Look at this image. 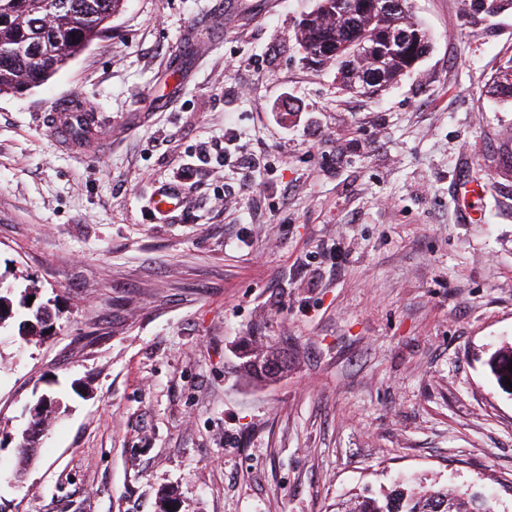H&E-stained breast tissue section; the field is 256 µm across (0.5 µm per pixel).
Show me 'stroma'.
I'll use <instances>...</instances> for the list:
<instances>
[{"instance_id":"1","label":"stroma","mask_w":512,"mask_h":512,"mask_svg":"<svg viewBox=\"0 0 512 512\" xmlns=\"http://www.w3.org/2000/svg\"><path fill=\"white\" fill-rule=\"evenodd\" d=\"M225 3L124 0L0 94V281L53 316L0 329V512H336L418 477L512 512V392L487 365L512 346V100L487 93L512 0H409L431 48L378 99L305 60L315 0ZM66 99L100 149L58 146ZM167 186L186 203L163 219ZM249 336L287 373L240 380ZM184 199V192L178 187H166L159 189L154 196L153 208L162 215L178 210Z\"/></svg>"}]
</instances>
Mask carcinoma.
Masks as SVG:
<instances>
[{
    "instance_id": "obj_1",
    "label": "carcinoma",
    "mask_w": 512,
    "mask_h": 512,
    "mask_svg": "<svg viewBox=\"0 0 512 512\" xmlns=\"http://www.w3.org/2000/svg\"><path fill=\"white\" fill-rule=\"evenodd\" d=\"M56 2L52 27L43 29L35 20L50 2ZM122 0H0V92H19L36 87L77 56L109 29ZM351 0H317L300 23L297 39L308 54L318 53L314 63L336 70L341 88L366 78L373 93L381 94L410 75L412 63L429 46V36L407 10L393 15L384 11L357 12ZM411 38L407 53L392 52L382 42L372 62L353 59V42L362 34L377 39L393 23ZM489 92L501 100L512 99V65L493 80ZM240 365L247 377L273 379L288 370V354L270 345H254ZM488 365L497 378L512 366V349L493 355ZM337 512H499L495 501L479 492L450 490L446 486L417 482L395 484L379 496L363 494L342 503Z\"/></svg>"
}]
</instances>
